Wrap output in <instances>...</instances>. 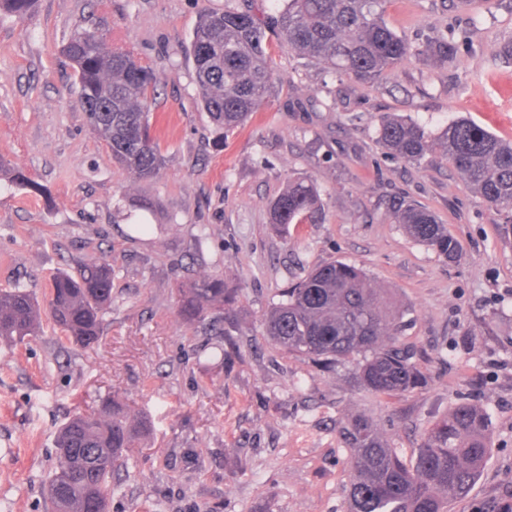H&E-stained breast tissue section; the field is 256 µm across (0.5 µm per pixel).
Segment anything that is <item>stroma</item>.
<instances>
[{
    "label": "stroma",
    "instance_id": "35a3bbf8",
    "mask_svg": "<svg viewBox=\"0 0 512 512\" xmlns=\"http://www.w3.org/2000/svg\"><path fill=\"white\" fill-rule=\"evenodd\" d=\"M283 0H36L0 13V162L37 195L0 179V288L46 302L51 279L100 259L112 306L98 344L51 322L0 344V512H50L55 438L72 416L115 399L152 422L128 449L109 512H345L350 452L336 425L364 414L413 462L427 431L460 404L489 418V452L448 512L512 503V243L498 216L441 155L393 159L380 116L436 136L465 117L512 140V0H388L387 24L412 46L453 35L443 65L413 57L377 84L335 74L268 32L274 85L260 112L227 132L199 104L188 47L203 11ZM97 31L157 77L152 123L164 165L136 179L112 160L77 105L62 46ZM291 180L320 207L275 229L271 201ZM446 224L451 262L410 238L398 200ZM363 268L399 314V343L425 383L379 396L360 357L324 367L263 334L265 315L322 263ZM223 277L233 297L224 333L182 321L180 288Z\"/></svg>",
    "mask_w": 512,
    "mask_h": 512
}]
</instances>
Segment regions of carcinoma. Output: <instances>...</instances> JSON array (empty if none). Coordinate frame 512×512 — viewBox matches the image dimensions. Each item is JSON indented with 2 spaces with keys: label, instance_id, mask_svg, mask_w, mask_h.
Returning <instances> with one entry per match:
<instances>
[{
  "label": "carcinoma",
  "instance_id": "obj_1",
  "mask_svg": "<svg viewBox=\"0 0 512 512\" xmlns=\"http://www.w3.org/2000/svg\"><path fill=\"white\" fill-rule=\"evenodd\" d=\"M383 0H285L264 19L249 9L206 11L189 46L200 106L227 131L244 125L264 105L273 69L266 29L272 28L298 54L333 72L367 84L382 80L413 56L453 61L456 44L437 37L414 48L382 17ZM35 0H0V9L25 19ZM79 86L78 106L112 160L139 180L154 178L163 165L151 133L148 96L156 86L152 71L127 51L109 46L96 31L77 33L63 46ZM378 141L393 158L419 163L435 147L487 204L504 214L503 237H512V141L474 121L459 118L436 137L415 122L383 116ZM318 207L313 184L290 181L271 202V224H301ZM415 241L446 259L459 257L457 241L430 210L407 201L394 213ZM48 316L82 346L99 341L104 315L112 305V271L92 261L77 274L52 281ZM232 297L224 280L204 276L179 290L178 311L188 322L224 321ZM41 309L25 288L0 289V341L21 342L38 334ZM264 335L283 351L334 363L363 356L360 379L371 391L392 395L415 389L421 373L398 343V316L385 294L354 265L317 266L286 293V300L264 317ZM147 418L118 402L106 401L76 415L60 428L57 469L47 488L51 512H93L107 500L112 477L125 464L126 451L148 435ZM338 434L350 449L351 479L346 512H448V503L476 481L488 454L489 419L478 408L460 404L438 420L407 464L366 415L345 418Z\"/></svg>",
  "mask_w": 512,
  "mask_h": 512
}]
</instances>
